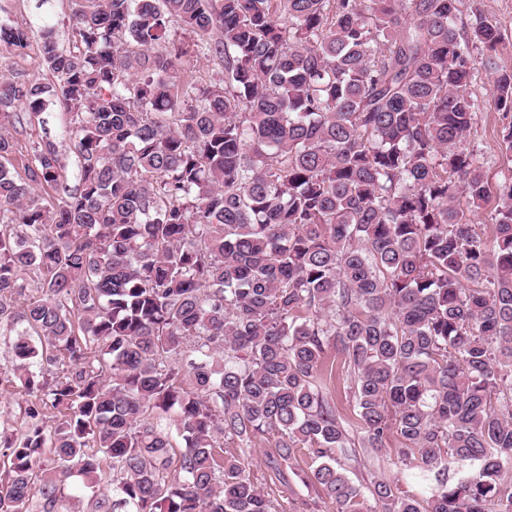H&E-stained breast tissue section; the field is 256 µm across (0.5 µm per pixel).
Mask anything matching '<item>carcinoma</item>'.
I'll return each instance as SVG.
<instances>
[{
  "instance_id": "carcinoma-1",
  "label": "carcinoma",
  "mask_w": 512,
  "mask_h": 512,
  "mask_svg": "<svg viewBox=\"0 0 512 512\" xmlns=\"http://www.w3.org/2000/svg\"><path fill=\"white\" fill-rule=\"evenodd\" d=\"M74 2L66 42L0 22L52 75H0V512H280L262 439L337 512H512L500 29L457 26L463 0ZM478 64L508 120L493 190ZM493 192L488 236L459 199ZM391 437L419 498L336 460ZM185 68L189 74H192L202 84L223 76V68L218 61H209L203 57L197 58L195 55L185 63ZM340 359H336V379L327 380L323 391L329 400L336 403L343 417L348 421H353V411L351 406V396L347 387L346 377L342 374Z\"/></svg>"
}]
</instances>
